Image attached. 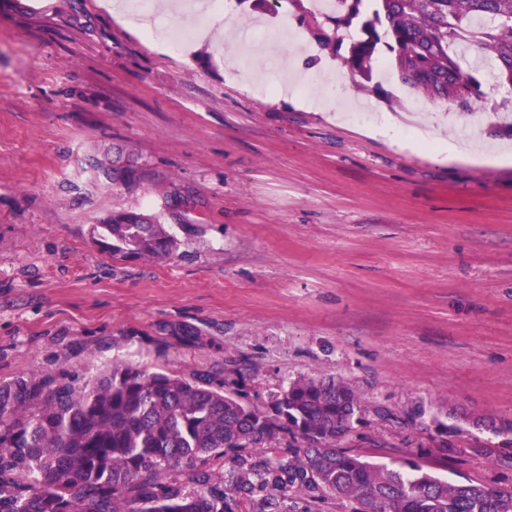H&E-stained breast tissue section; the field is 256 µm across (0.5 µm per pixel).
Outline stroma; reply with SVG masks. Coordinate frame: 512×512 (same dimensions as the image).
I'll return each instance as SVG.
<instances>
[{
	"instance_id": "stroma-1",
	"label": "stroma",
	"mask_w": 512,
	"mask_h": 512,
	"mask_svg": "<svg viewBox=\"0 0 512 512\" xmlns=\"http://www.w3.org/2000/svg\"><path fill=\"white\" fill-rule=\"evenodd\" d=\"M24 2L0 0V381L228 362L262 405L298 377H336L366 408L345 451L512 487L485 454L512 448V430L475 424L512 422V161L496 159L511 111L463 114L344 66L327 106L313 80L291 101L254 45L231 65L206 44L155 49L102 0ZM297 15L224 0L218 22L313 41ZM390 115L395 138L367 135ZM424 127L449 148L481 136L485 159L404 148ZM117 147L144 174L134 190L93 167ZM127 209L160 214L175 254L112 255L102 224ZM442 424L444 459L427 453Z\"/></svg>"
}]
</instances>
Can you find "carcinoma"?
Wrapping results in <instances>:
<instances>
[{
  "mask_svg": "<svg viewBox=\"0 0 512 512\" xmlns=\"http://www.w3.org/2000/svg\"><path fill=\"white\" fill-rule=\"evenodd\" d=\"M343 2L324 19L356 27L344 63L358 76L387 62L433 103L496 111L466 68V42L492 54L494 79L512 87V0ZM301 21L336 53L319 17ZM96 168L116 188L141 182L128 163ZM104 227L115 255L178 247L158 214L115 212ZM363 411L333 377H300L259 407L230 371L175 377L114 361L84 387L32 374L0 383V512H279L292 493L346 500L350 512H512V488L448 483L413 459L390 469L339 448Z\"/></svg>",
  "mask_w": 512,
  "mask_h": 512,
  "instance_id": "carcinoma-1",
  "label": "carcinoma"
}]
</instances>
